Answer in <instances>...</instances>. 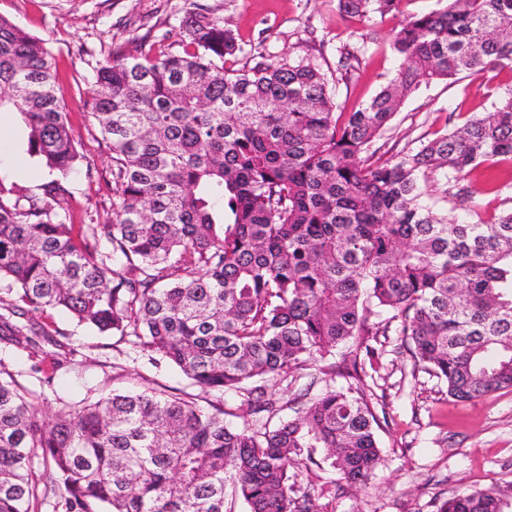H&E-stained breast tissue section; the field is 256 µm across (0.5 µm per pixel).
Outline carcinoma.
Returning <instances> with one entry per match:
<instances>
[{"label": "carcinoma", "mask_w": 512, "mask_h": 512, "mask_svg": "<svg viewBox=\"0 0 512 512\" xmlns=\"http://www.w3.org/2000/svg\"><path fill=\"white\" fill-rule=\"evenodd\" d=\"M403 0H338L368 31ZM395 75L336 113L312 62L240 51L213 10L189 0L179 39L111 45L92 74L91 115L112 154V213L76 217L73 179L95 167L73 140L44 40L0 16V112L27 130L46 169L31 187L0 173V342L47 345L46 382L73 352L53 320L133 337L154 367L175 366L216 401L149 386L44 420L35 394L0 365V512H320L303 470L324 451L336 478L364 483L381 463L363 378L380 373L396 325L414 366L457 401L512 388V209L478 219L460 185L512 161V87L489 112L391 158L376 141L421 86L512 70V0H446L403 18ZM358 56L340 52L349 78ZM443 182V200L429 184ZM346 385L278 398L316 366ZM234 394L251 418L226 420ZM293 411L289 418L280 413ZM496 485L437 512H507Z\"/></svg>", "instance_id": "carcinoma-1"}]
</instances>
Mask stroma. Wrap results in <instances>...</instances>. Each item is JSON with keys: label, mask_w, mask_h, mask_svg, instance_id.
<instances>
[{"label": "stroma", "mask_w": 512, "mask_h": 512, "mask_svg": "<svg viewBox=\"0 0 512 512\" xmlns=\"http://www.w3.org/2000/svg\"><path fill=\"white\" fill-rule=\"evenodd\" d=\"M203 2L237 34L241 50L227 62L234 69L260 52L273 59L309 58L331 74L339 49L361 48L359 70L336 85L339 111H351L369 100L398 67L389 47L397 18L376 24L373 40L366 42L362 25L343 16L337 0ZM186 8L185 0H0V15L43 39L54 54L70 133L94 161L93 180L75 181L77 212L104 219L112 210V158L86 105L93 68L104 61L109 45L126 39L130 31L158 36L177 30ZM511 85L512 70L503 69L421 87L379 139L380 157L390 158L417 138H434L490 110L498 94ZM0 144L12 154L13 173L30 185L42 179L41 169L26 152L18 118L0 116ZM463 183L472 191L482 219H494L512 208V162L479 166ZM69 341L76 353L49 386L32 370L42 358L40 349L0 346V364L38 394L43 414L77 408L115 390L140 388L146 376L174 392L188 387L176 369L151 366L130 341L90 330L74 332ZM383 342L381 376L370 385L385 396L384 417L376 431L383 464L366 484L318 498L321 512H436L437 504L456 492L511 481L512 389L470 402L453 400L436 379L413 374L399 336L389 334Z\"/></svg>", "instance_id": "obj_1"}]
</instances>
